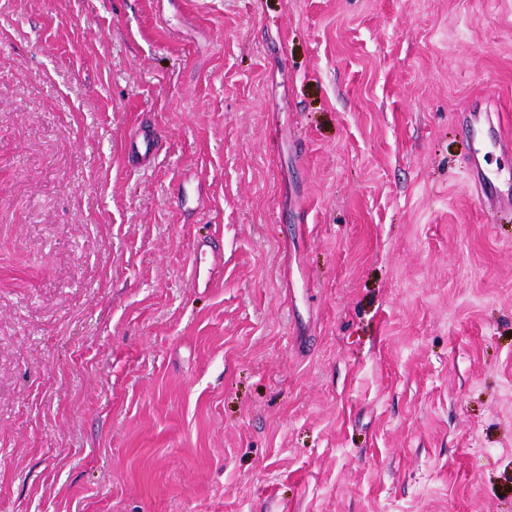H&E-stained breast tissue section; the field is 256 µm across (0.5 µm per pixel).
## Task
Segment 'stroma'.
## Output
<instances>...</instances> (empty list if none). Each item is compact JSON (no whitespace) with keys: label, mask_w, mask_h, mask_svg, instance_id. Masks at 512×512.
I'll use <instances>...</instances> for the list:
<instances>
[{"label":"stroma","mask_w":512,"mask_h":512,"mask_svg":"<svg viewBox=\"0 0 512 512\" xmlns=\"http://www.w3.org/2000/svg\"><path fill=\"white\" fill-rule=\"evenodd\" d=\"M482 100L512 0H0V512H512ZM158 141L159 136L157 133L143 129L130 139L129 147L144 158H154L157 153ZM224 269L223 257L215 246L199 244L194 251L192 278L197 286L211 288Z\"/></svg>","instance_id":"1"}]
</instances>
